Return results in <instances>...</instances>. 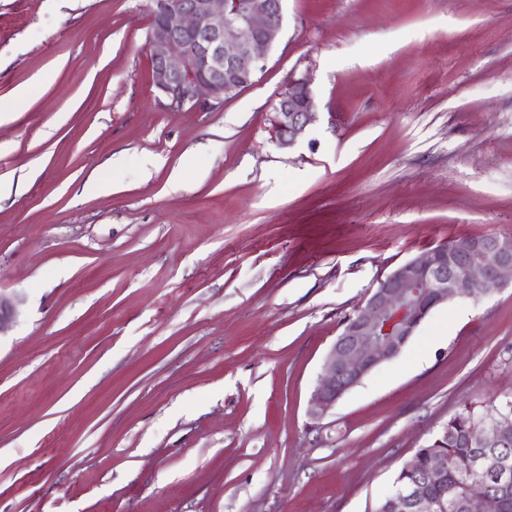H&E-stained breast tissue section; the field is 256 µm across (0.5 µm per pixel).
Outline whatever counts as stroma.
Returning <instances> with one entry per match:
<instances>
[{
  "mask_svg": "<svg viewBox=\"0 0 512 512\" xmlns=\"http://www.w3.org/2000/svg\"><path fill=\"white\" fill-rule=\"evenodd\" d=\"M149 5L0 0V512H373L463 406L512 396L508 285L309 414L378 279L512 237V0H284L256 81L178 112ZM301 77L316 119L282 148ZM271 119L274 138L282 148L293 147L315 120V101L307 78L293 81L280 97Z\"/></svg>",
  "mask_w": 512,
  "mask_h": 512,
  "instance_id": "obj_1",
  "label": "stroma"
}]
</instances>
